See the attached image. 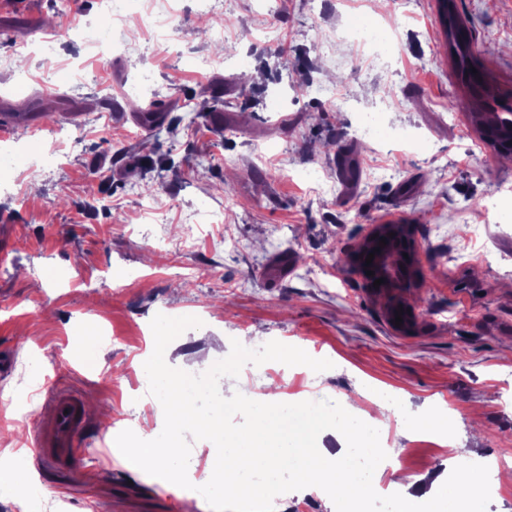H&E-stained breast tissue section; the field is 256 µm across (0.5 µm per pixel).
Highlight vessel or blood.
I'll return each instance as SVG.
<instances>
[{"label":"vessel or blood","instance_id":"b4317fda","mask_svg":"<svg viewBox=\"0 0 512 512\" xmlns=\"http://www.w3.org/2000/svg\"><path fill=\"white\" fill-rule=\"evenodd\" d=\"M44 403L27 441L38 469L62 471L82 466L88 430L80 399L61 392L55 383L43 389Z\"/></svg>","mask_w":512,"mask_h":512}]
</instances>
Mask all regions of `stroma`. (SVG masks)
I'll return each mask as SVG.
<instances>
[{
  "label": "stroma",
  "mask_w": 512,
  "mask_h": 512,
  "mask_svg": "<svg viewBox=\"0 0 512 512\" xmlns=\"http://www.w3.org/2000/svg\"><path fill=\"white\" fill-rule=\"evenodd\" d=\"M462 19L487 52V82L512 105V0H458ZM178 37L157 44L128 23L129 56L96 62L80 40H63L55 60L81 67L72 81L48 72L41 54L14 55L40 31L98 24L103 0H0V102L34 116L0 127V148L25 147L0 175V350H16L0 375V512H173L186 491L117 457L116 436L130 429L156 438L164 422L147 408L144 364L154 345L156 314L195 316L202 325L171 343V363L194 367L225 358L234 339L304 349L333 367L270 361L245 365L244 382L221 378L245 396L267 382L303 400L352 402L360 418L377 415L369 387L396 404L380 442L403 473L430 488L447 477L449 459L512 457V161L480 140L452 97H471L444 43L436 0H223L219 17L199 0H180ZM221 22L223 54L193 31ZM383 22L397 48L373 62L358 57L348 35L357 22ZM149 91L127 95L136 69ZM225 111L203 105L214 82ZM326 84L335 97L316 99ZM394 95H385V87ZM120 99L121 109L105 111ZM161 101L167 117L194 107V134L153 139L140 109ZM52 109L51 120L35 113ZM381 113L386 126L420 138L411 150L358 132V116ZM239 127L225 138L224 126ZM62 141L51 169L37 172L49 133ZM338 142L341 152L325 143ZM276 172L267 181L265 172ZM317 176L308 183L305 173ZM201 213L219 223L185 227ZM414 225L423 277L399 291L415 307L405 334L388 321L386 296L374 293L346 263L373 225ZM302 264H291L293 253ZM95 337L87 358L86 339ZM61 378L95 398L82 472L38 473L27 484L42 498L8 495L15 455L25 449L42 403L32 373ZM445 405L450 440L400 423L405 412Z\"/></svg>",
  "instance_id": "1"
}]
</instances>
